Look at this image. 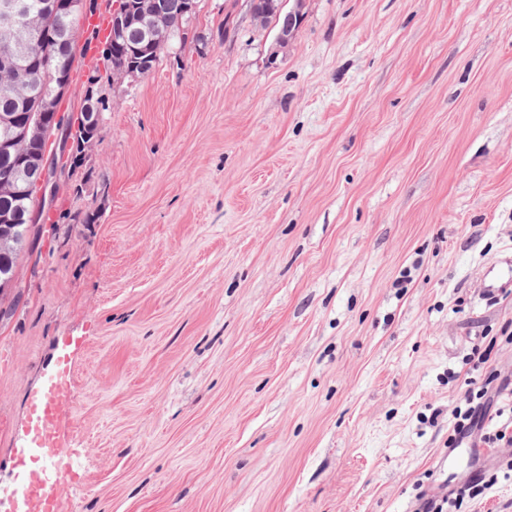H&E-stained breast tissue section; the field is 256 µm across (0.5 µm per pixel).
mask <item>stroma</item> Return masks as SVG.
Here are the masks:
<instances>
[{
    "instance_id": "obj_1",
    "label": "stroma",
    "mask_w": 512,
    "mask_h": 512,
    "mask_svg": "<svg viewBox=\"0 0 512 512\" xmlns=\"http://www.w3.org/2000/svg\"><path fill=\"white\" fill-rule=\"evenodd\" d=\"M303 13L283 48L200 0L48 197L0 295V512L63 348L75 512H415L480 467L459 512H512V450L448 451L468 382L512 374V293L480 290L512 252V0ZM76 52L74 114L109 75Z\"/></svg>"
}]
</instances>
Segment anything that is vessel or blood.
<instances>
[{
	"label": "vessel or blood",
	"instance_id": "1",
	"mask_svg": "<svg viewBox=\"0 0 512 512\" xmlns=\"http://www.w3.org/2000/svg\"><path fill=\"white\" fill-rule=\"evenodd\" d=\"M495 268L494 277L482 285L484 292L512 286V258H504ZM71 407V367L62 358L52 377L28 399L29 434L36 455L19 453L9 459L12 468L27 474L26 483L18 490L20 502L30 501L36 495L48 505L49 512H70L71 455L65 420Z\"/></svg>",
	"mask_w": 512,
	"mask_h": 512
}]
</instances>
